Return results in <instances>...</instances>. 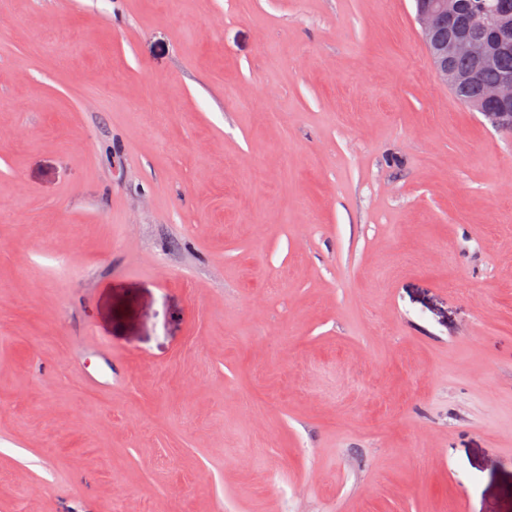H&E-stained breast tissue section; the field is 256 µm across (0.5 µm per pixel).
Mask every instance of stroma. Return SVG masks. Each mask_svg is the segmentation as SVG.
<instances>
[{"label":"stroma","instance_id":"1","mask_svg":"<svg viewBox=\"0 0 512 512\" xmlns=\"http://www.w3.org/2000/svg\"><path fill=\"white\" fill-rule=\"evenodd\" d=\"M0 512H512V131L414 0H0Z\"/></svg>","mask_w":512,"mask_h":512}]
</instances>
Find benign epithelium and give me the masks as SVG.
Segmentation results:
<instances>
[{"label":"benign epithelium","instance_id":"1","mask_svg":"<svg viewBox=\"0 0 512 512\" xmlns=\"http://www.w3.org/2000/svg\"><path fill=\"white\" fill-rule=\"evenodd\" d=\"M416 21L421 38L439 79L469 103L484 112L486 119L501 130L512 129V72L501 75L491 85L481 84L482 72L496 62L488 49V38L512 34V14L481 8L469 15L467 28L459 29L458 0H415ZM466 60L470 68L457 69L455 62Z\"/></svg>","mask_w":512,"mask_h":512}]
</instances>
